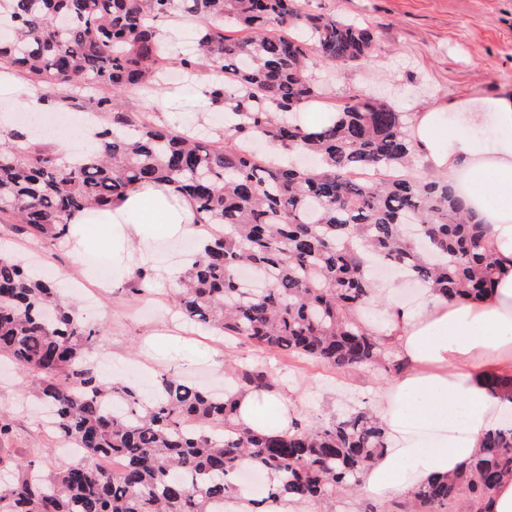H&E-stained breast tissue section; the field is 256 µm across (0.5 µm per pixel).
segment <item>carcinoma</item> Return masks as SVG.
<instances>
[{
    "mask_svg": "<svg viewBox=\"0 0 512 512\" xmlns=\"http://www.w3.org/2000/svg\"><path fill=\"white\" fill-rule=\"evenodd\" d=\"M305 0H0V66L26 71L34 91L91 105L112 124L82 156L62 159L10 132L0 142V219L23 234L69 236L79 209L101 212L135 183L174 185L212 244L186 271L175 301L186 321L268 351L311 358L338 373L403 365L352 313L373 297L375 262L433 283L450 300H480L497 261L489 228L466 214L443 179L403 173L413 154L404 113L373 96L330 104L311 131L290 115L322 98L312 60L346 66L374 56L359 20L311 13ZM200 19L198 51L177 61L156 39L176 10ZM229 28L247 35L232 40ZM205 64L227 103L224 134L200 140L119 105L135 88L161 89L168 71ZM278 146L268 159L254 133ZM104 327L63 304L39 271L0 255V356L25 374L24 396L53 409L50 436L82 449L46 474L36 458L0 447V512H216L246 468L268 476L257 505L281 498L320 508L358 488L386 448L361 409L315 428L258 435L235 424L231 392L162 372L152 393L110 384L86 352ZM239 386L263 390L259 368ZM112 455L118 466L87 463ZM512 478V421L484 451L419 488L406 512H472Z\"/></svg>",
    "mask_w": 512,
    "mask_h": 512,
    "instance_id": "obj_1",
    "label": "carcinoma"
}]
</instances>
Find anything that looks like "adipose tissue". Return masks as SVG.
Here are the masks:
<instances>
[{
    "label": "adipose tissue",
    "instance_id": "1",
    "mask_svg": "<svg viewBox=\"0 0 512 512\" xmlns=\"http://www.w3.org/2000/svg\"><path fill=\"white\" fill-rule=\"evenodd\" d=\"M0 78L11 88L0 98L1 110L19 108L37 119L52 108L16 75ZM410 132L429 170L446 176L465 207L489 225L499 271L492 291L476 302L451 301L426 287L411 303L394 304L393 285L378 290L387 299L383 322L366 330L407 368L384 387L374 408L386 447L359 493L387 512L410 501L421 484L481 455L505 407L488 382L512 377V94L415 113ZM68 222L72 236L90 255L109 260L113 272H126L123 259L133 251L139 266L160 269L172 284L192 256L158 263L149 241L192 237L202 247L209 241L190 200L166 184L132 187L98 223L83 211ZM232 397L236 423L254 433L288 431L299 417L298 396L277 385L236 389Z\"/></svg>",
    "mask_w": 512,
    "mask_h": 512
}]
</instances>
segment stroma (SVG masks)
Wrapping results in <instances>:
<instances>
[{
	"label": "stroma",
	"instance_id": "stroma-1",
	"mask_svg": "<svg viewBox=\"0 0 512 512\" xmlns=\"http://www.w3.org/2000/svg\"><path fill=\"white\" fill-rule=\"evenodd\" d=\"M314 13L351 16L366 21L375 35L369 63L347 67L315 65L314 71L331 100H345L374 91L383 92L400 111H447L450 102L512 92V0H309ZM177 100L171 112L153 111L152 96L132 91L121 100L125 111L149 114L159 125L174 122L193 126L207 136L219 130L215 113H201L193 105V87L174 80ZM0 250L22 260H36L56 272L65 289L63 300L102 323L106 332L87 353L95 362L111 360V375L118 383L130 380L129 365L158 373L169 370L200 383H218L223 374L209 363L221 353L236 366L257 362L268 373L301 396L300 418L308 424L326 423L353 409L373 407L382 375L359 370L334 373L303 359L294 363L278 354L224 339L214 331L179 320L173 288L156 280L151 292L139 299L128 293L133 281L119 287L93 277L101 295L95 299L71 291L84 283L81 260L66 242H37L0 223ZM166 328L174 341L185 343V358L175 361L156 353L147 334ZM19 376L0 364V409L14 412L17 445L26 455L40 458L45 473L67 459L40 433L34 407L18 409Z\"/></svg>",
	"mask_w": 512,
	"mask_h": 512
}]
</instances>
